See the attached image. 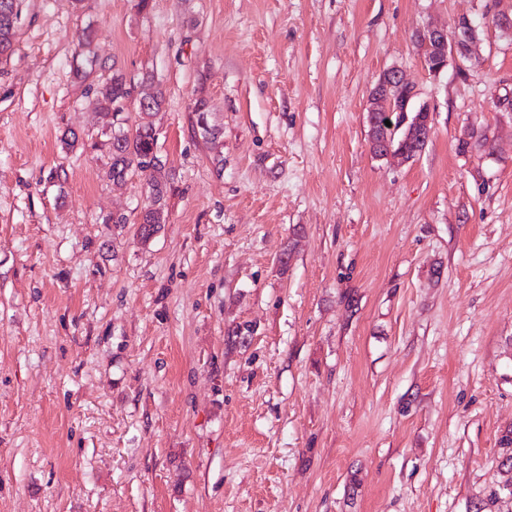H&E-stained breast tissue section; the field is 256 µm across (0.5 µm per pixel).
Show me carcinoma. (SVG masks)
Listing matches in <instances>:
<instances>
[{"label": "carcinoma", "mask_w": 512, "mask_h": 512, "mask_svg": "<svg viewBox=\"0 0 512 512\" xmlns=\"http://www.w3.org/2000/svg\"><path fill=\"white\" fill-rule=\"evenodd\" d=\"M18 19V0H0V58L12 50ZM97 100L102 109L109 113L112 106L130 96V84L125 75L115 71L112 76L96 87ZM153 106L139 110L141 122L133 129L117 125L112 130L108 148L110 166L108 175L114 181H122L128 175L139 173L146 178L150 193L154 196V208L141 215L138 228L139 237L146 242L166 223L165 195L167 193L168 172L165 163L156 164L157 142L149 117L161 109L164 97L161 90L152 92ZM503 449L501 467L510 478L504 481L502 490L512 497V430L499 440Z\"/></svg>", "instance_id": "cac0c4a2"}]
</instances>
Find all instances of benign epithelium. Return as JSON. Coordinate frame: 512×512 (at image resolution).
I'll use <instances>...</instances> for the list:
<instances>
[{"label": "benign epithelium", "instance_id": "benign-epithelium-1", "mask_svg": "<svg viewBox=\"0 0 512 512\" xmlns=\"http://www.w3.org/2000/svg\"><path fill=\"white\" fill-rule=\"evenodd\" d=\"M471 19L462 17L458 20L454 32L436 26H425L419 33L428 46V54L422 56L423 67L429 75L436 77L448 64V57H471L472 45L466 26ZM416 95L414 86L398 68H390L381 76L380 82L372 93V105L367 112L368 137L372 153L379 159L392 157L413 160L426 148L431 129L422 128L415 120H410L411 101ZM379 112L388 118H396L400 127L405 129V139L412 145V150L394 148L387 134L376 121Z\"/></svg>", "mask_w": 512, "mask_h": 512}]
</instances>
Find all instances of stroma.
Listing matches in <instances>:
<instances>
[{"label":"stroma","instance_id":"obj_1","mask_svg":"<svg viewBox=\"0 0 512 512\" xmlns=\"http://www.w3.org/2000/svg\"><path fill=\"white\" fill-rule=\"evenodd\" d=\"M493 2L20 0L0 512H512V34L436 79L415 42ZM391 67L433 118L405 163L368 145ZM116 69L165 98L146 243L144 177L107 175ZM125 75L119 70L112 73V76L107 78L101 84L96 87L97 100L101 103L102 109L106 112V116L109 112H112L113 104L122 102L116 107L117 112H124L127 108V104L123 101L130 96V87ZM113 113V112H112Z\"/></svg>","mask_w":512,"mask_h":512}]
</instances>
